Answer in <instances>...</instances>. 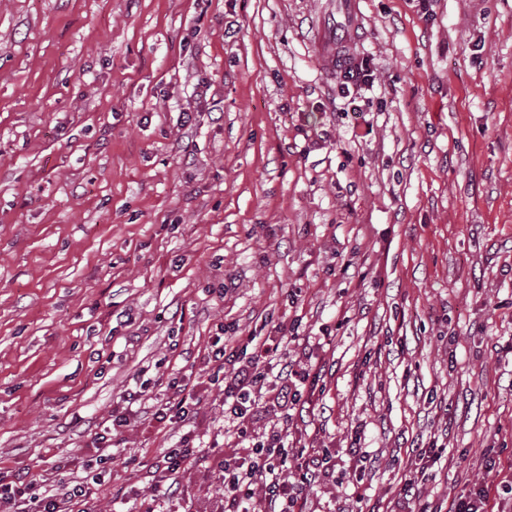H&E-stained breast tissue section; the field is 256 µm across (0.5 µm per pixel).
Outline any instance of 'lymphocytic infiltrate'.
<instances>
[{"mask_svg":"<svg viewBox=\"0 0 512 512\" xmlns=\"http://www.w3.org/2000/svg\"><path fill=\"white\" fill-rule=\"evenodd\" d=\"M288 339V325L278 322L269 336L257 342L251 357L242 359L227 353L223 337H214L204 358L215 374L213 383L223 384L224 404L235 426V434L243 455H224L216 451L221 472L220 484L225 512H306L304 489L320 477L328 475L324 461L311 451L303 439L292 436L287 422L275 423L263 434L250 427L259 415L269 413L271 406L287 404L296 396V383L306 377L295 362H287L276 376H268L263 364L278 356ZM232 371H225V364ZM123 412L113 414L109 426L101 428L93 438L96 448L111 447L114 438L132 427L136 408L152 403L153 420L180 425L179 439L162 449V461L167 473L165 482L156 484L146 496L118 490V498L130 501L129 512H160V505L179 493L178 477L188 466L202 457V440L191 427L190 413L199 399L189 389L184 377H172L166 386V396L150 401L141 390H125ZM88 491L83 482L74 480L66 489L55 487L53 480L27 481L0 472V512H77L85 505Z\"/></svg>","mask_w":512,"mask_h":512,"instance_id":"obj_1","label":"lymphocytic infiltrate"}]
</instances>
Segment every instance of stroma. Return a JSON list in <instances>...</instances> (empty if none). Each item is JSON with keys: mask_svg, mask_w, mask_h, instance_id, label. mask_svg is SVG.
<instances>
[{"mask_svg": "<svg viewBox=\"0 0 512 512\" xmlns=\"http://www.w3.org/2000/svg\"><path fill=\"white\" fill-rule=\"evenodd\" d=\"M325 6L0 0V469L102 475L93 512L150 493L176 428L106 462L90 434L280 320L335 469L308 512H386L434 440L430 512L512 460V0H365L350 87L309 49ZM188 383L214 440L224 397ZM218 476L172 512H216Z\"/></svg>", "mask_w": 512, "mask_h": 512, "instance_id": "obj_1", "label": "stroma"}]
</instances>
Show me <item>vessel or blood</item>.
I'll use <instances>...</instances> for the list:
<instances>
[{"mask_svg": "<svg viewBox=\"0 0 512 512\" xmlns=\"http://www.w3.org/2000/svg\"><path fill=\"white\" fill-rule=\"evenodd\" d=\"M361 0H328L329 9L315 38L318 68L336 74L350 59L362 25Z\"/></svg>", "mask_w": 512, "mask_h": 512, "instance_id": "1", "label": "vessel or blood"}]
</instances>
